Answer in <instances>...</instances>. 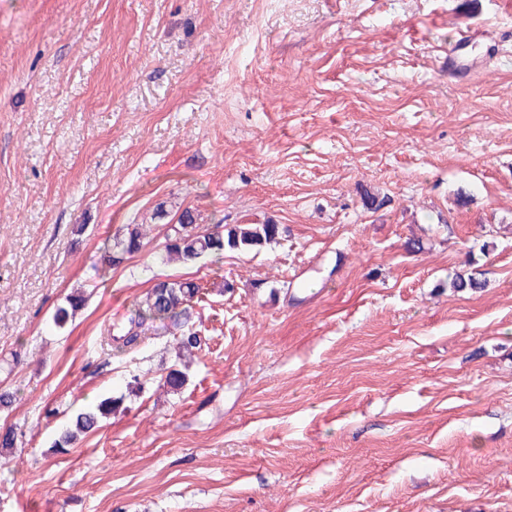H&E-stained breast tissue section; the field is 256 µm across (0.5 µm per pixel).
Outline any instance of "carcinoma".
Segmentation results:
<instances>
[{
    "label": "carcinoma",
    "mask_w": 512,
    "mask_h": 512,
    "mask_svg": "<svg viewBox=\"0 0 512 512\" xmlns=\"http://www.w3.org/2000/svg\"><path fill=\"white\" fill-rule=\"evenodd\" d=\"M150 232L148 224H125L114 236L108 238V262L113 266L121 265L125 260L144 248V240ZM282 228L271 219L261 224H226L211 234L197 224V217L184 210L178 223L170 228L165 237L159 258L177 260L184 265L194 266L208 258L219 260L224 250L249 251L277 241ZM457 291L466 289L476 291L483 284L476 274L458 275L451 282ZM203 287L190 279L163 280L153 284L142 301L134 307L127 324L120 327V336L116 338L119 349L135 345L146 331L153 330L155 336H170L178 353L198 350L202 338L194 328L192 321V303ZM87 302L85 289L79 288L65 297L63 304L56 307L52 320L56 329L61 330L72 321L75 314L84 308ZM185 371L173 365L165 376L162 385L173 392L180 391L187 383ZM124 397H104L70 417L65 428L52 442L56 453H65L80 437L97 431L101 423L121 410ZM23 431L9 428L0 433V455H8L17 447Z\"/></svg>",
    "instance_id": "1"
}]
</instances>
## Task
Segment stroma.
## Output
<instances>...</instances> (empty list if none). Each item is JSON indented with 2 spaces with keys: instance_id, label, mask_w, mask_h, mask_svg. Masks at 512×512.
Instances as JSON below:
<instances>
[{
  "instance_id": "1",
  "label": "stroma",
  "mask_w": 512,
  "mask_h": 512,
  "mask_svg": "<svg viewBox=\"0 0 512 512\" xmlns=\"http://www.w3.org/2000/svg\"><path fill=\"white\" fill-rule=\"evenodd\" d=\"M466 26L481 69L460 80ZM186 208L284 232L163 263ZM150 222L105 266L107 236ZM462 272L485 288L455 291ZM179 278L205 289V343L172 393L171 343L123 352L109 331ZM14 351L0 428L25 437L0 512H512V0H0ZM108 396L124 411L51 453ZM477 36L476 32L469 31L468 29L457 32L452 45L448 46L449 76H454L456 73L468 69L469 64L465 61L464 50ZM85 289L79 288L72 291L65 297L63 304L58 305L53 314V325L56 329H65L67 324L72 321L75 314L84 308L87 302Z\"/></svg>"
}]
</instances>
